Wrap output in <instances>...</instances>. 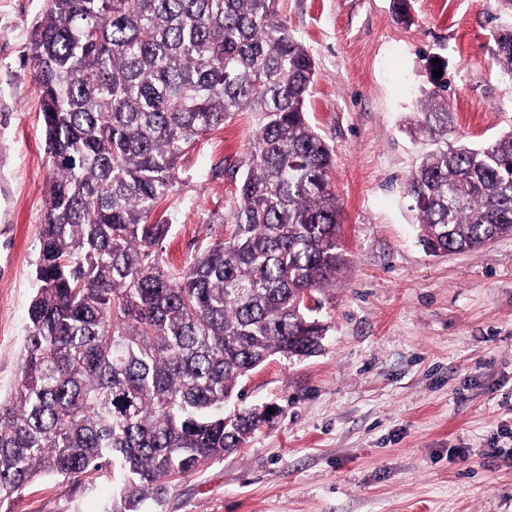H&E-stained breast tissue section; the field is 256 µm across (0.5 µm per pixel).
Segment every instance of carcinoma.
<instances>
[{"instance_id": "cac0c4a2", "label": "carcinoma", "mask_w": 512, "mask_h": 512, "mask_svg": "<svg viewBox=\"0 0 512 512\" xmlns=\"http://www.w3.org/2000/svg\"><path fill=\"white\" fill-rule=\"evenodd\" d=\"M275 2L46 0L31 24L53 175L21 375L0 401V508L40 478L110 468V512H142L269 422L266 408L224 413L242 378L321 351L327 327L305 299L345 263L334 155L306 112L314 59ZM490 55L512 79V26ZM242 113L248 152L210 170L234 196L172 270L171 224L151 213L178 194L196 140ZM406 132L427 145L404 194L428 252L512 236V131L458 137L441 79Z\"/></svg>"}]
</instances>
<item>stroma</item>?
Returning <instances> with one entry per match:
<instances>
[{
    "mask_svg": "<svg viewBox=\"0 0 512 512\" xmlns=\"http://www.w3.org/2000/svg\"><path fill=\"white\" fill-rule=\"evenodd\" d=\"M277 0L316 77L307 111L334 149L331 187L347 260L317 292L322 351L275 359L240 385L242 408L272 406L237 452L177 481L145 512H512V237L434 256L403 198L419 147L403 127L434 70L458 135L512 130V81L489 47L512 24L505 0ZM45 0H0V396L21 374L27 309L51 176L27 32ZM243 114L191 150L167 265L188 263L233 186L209 168L247 152ZM108 475L51 478L7 512H106Z\"/></svg>",
    "mask_w": 512,
    "mask_h": 512,
    "instance_id": "1",
    "label": "stroma"
}]
</instances>
